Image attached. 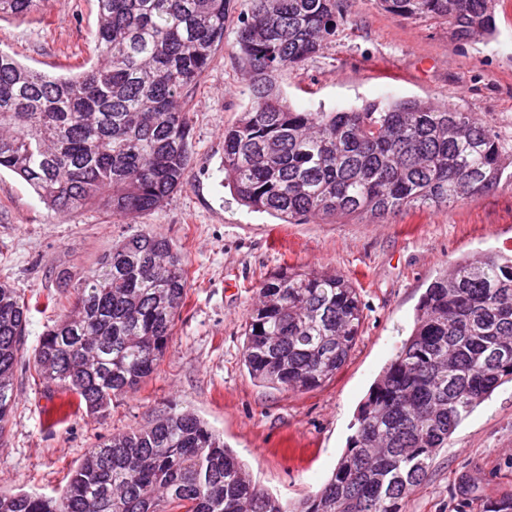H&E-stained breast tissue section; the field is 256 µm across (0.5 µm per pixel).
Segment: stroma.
Listing matches in <instances>:
<instances>
[{"label":"stroma","instance_id":"obj_1","mask_svg":"<svg viewBox=\"0 0 512 512\" xmlns=\"http://www.w3.org/2000/svg\"><path fill=\"white\" fill-rule=\"evenodd\" d=\"M250 0H229L223 45L188 97L194 153L186 183L163 206L116 219L94 207L70 218L0 173V281L26 298L57 292L140 230L171 239L187 271L185 305L155 373L103 415L57 419L62 394L19 366L16 404L0 446V491L51 492L89 448L146 427L168 405L205 419L269 492L299 501L331 475L371 385L414 325L427 286L455 261L512 250V179L477 200L368 216L282 224L241 205L224 183V130L249 101L233 53ZM496 34L458 41L447 22L392 15L380 0H344L331 45L279 79L292 107L356 108L385 93L454 105L489 122L512 154V0H498ZM96 0H47L42 11L0 20V49L61 74L92 56ZM337 271L362 301L360 336L336 377L281 391L242 362L244 323L263 278L280 268ZM512 497V382L497 388L452 434L406 512H488Z\"/></svg>","mask_w":512,"mask_h":512}]
</instances>
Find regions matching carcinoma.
Segmentation results:
<instances>
[{
	"instance_id": "obj_1",
	"label": "carcinoma",
	"mask_w": 512,
	"mask_h": 512,
	"mask_svg": "<svg viewBox=\"0 0 512 512\" xmlns=\"http://www.w3.org/2000/svg\"><path fill=\"white\" fill-rule=\"evenodd\" d=\"M495 0H381L401 17L447 22L468 41L496 31ZM45 0H0V18ZM343 0H251L233 50L250 103L224 130V183L238 200L285 223L448 207L512 177L492 127L452 105L386 94L360 108L295 109L281 74L336 36ZM89 65L51 75L0 51V171L51 209L97 207L129 217L163 205L193 155L187 93L224 43L227 0H96ZM74 308L31 356L32 304L0 282V444L18 367L100 412L157 369L186 299L172 240L151 231L112 244L75 284ZM243 364L256 382L304 391L331 380L360 333L357 288L342 274L289 267L259 285ZM512 381V253L455 262L423 294L411 335L359 408L332 475L296 503L256 484L197 415L170 407L142 429L87 451L51 494L0 493V512H404L448 439Z\"/></svg>"
}]
</instances>
